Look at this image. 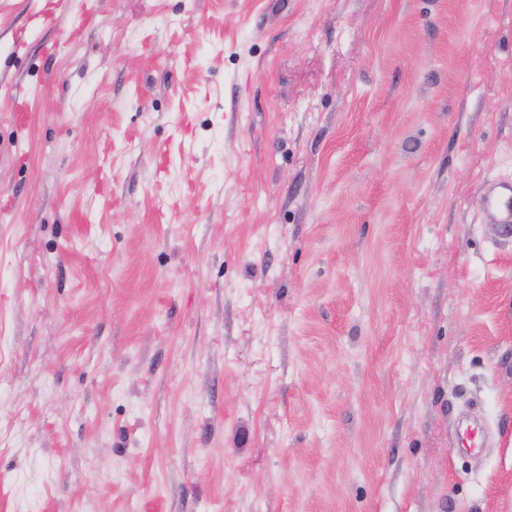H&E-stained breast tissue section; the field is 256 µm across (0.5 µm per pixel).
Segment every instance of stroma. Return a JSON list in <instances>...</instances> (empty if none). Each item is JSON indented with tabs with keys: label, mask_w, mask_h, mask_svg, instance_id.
<instances>
[{
	"label": "stroma",
	"mask_w": 512,
	"mask_h": 512,
	"mask_svg": "<svg viewBox=\"0 0 512 512\" xmlns=\"http://www.w3.org/2000/svg\"><path fill=\"white\" fill-rule=\"evenodd\" d=\"M512 0H0V512H512ZM483 212L498 233L512 238V178H500L488 183L483 192Z\"/></svg>",
	"instance_id": "35a3bbf8"
}]
</instances>
